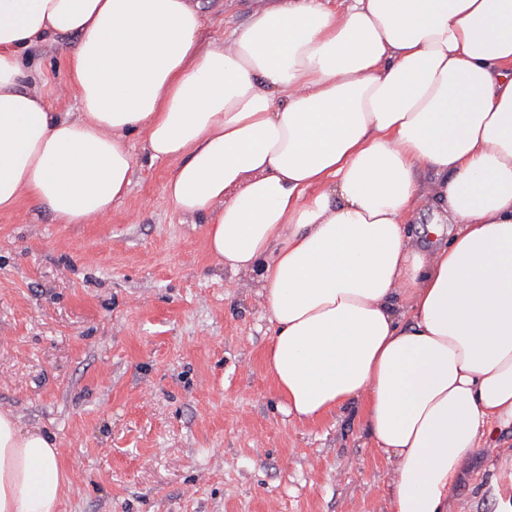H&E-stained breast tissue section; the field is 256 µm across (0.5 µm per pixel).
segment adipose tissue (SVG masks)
<instances>
[{
    "mask_svg": "<svg viewBox=\"0 0 512 512\" xmlns=\"http://www.w3.org/2000/svg\"><path fill=\"white\" fill-rule=\"evenodd\" d=\"M202 24L200 0H0V212L103 217L141 134L177 162L169 205L253 276L286 414L362 403L389 512H447L512 422V0H270L205 46ZM56 36L74 117L22 60ZM58 455L1 410L0 512H60Z\"/></svg>",
    "mask_w": 512,
    "mask_h": 512,
    "instance_id": "ef3b65f1",
    "label": "adipose tissue"
}]
</instances>
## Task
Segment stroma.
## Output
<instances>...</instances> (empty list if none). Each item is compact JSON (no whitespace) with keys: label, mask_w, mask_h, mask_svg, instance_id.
Returning <instances> with one entry per match:
<instances>
[{"label":"stroma","mask_w":512,"mask_h":512,"mask_svg":"<svg viewBox=\"0 0 512 512\" xmlns=\"http://www.w3.org/2000/svg\"><path fill=\"white\" fill-rule=\"evenodd\" d=\"M256 0H210L200 37H227ZM70 42L36 45L57 112ZM128 193L104 217L57 224L30 200L0 212V409L55 436L62 512H387L391 466L350 404L289 420L267 372L253 283L229 280L204 229L174 211L175 163L129 138ZM448 512L512 502V423L494 425Z\"/></svg>","instance_id":"35a3bbf8"}]
</instances>
